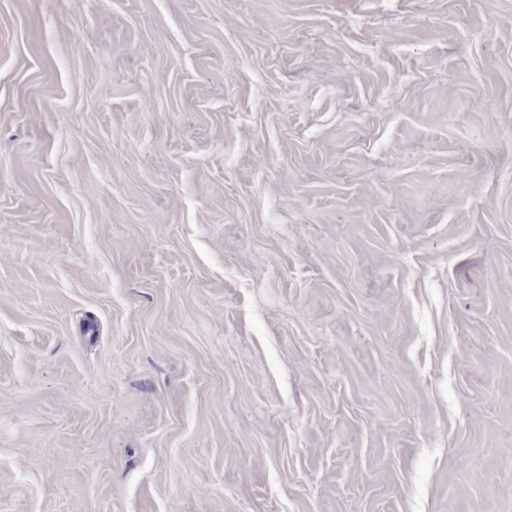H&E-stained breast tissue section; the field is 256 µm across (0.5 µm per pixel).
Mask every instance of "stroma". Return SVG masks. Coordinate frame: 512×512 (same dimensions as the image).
Returning a JSON list of instances; mask_svg holds the SVG:
<instances>
[{
  "instance_id": "stroma-1",
  "label": "stroma",
  "mask_w": 512,
  "mask_h": 512,
  "mask_svg": "<svg viewBox=\"0 0 512 512\" xmlns=\"http://www.w3.org/2000/svg\"><path fill=\"white\" fill-rule=\"evenodd\" d=\"M0 512H512V0H0Z\"/></svg>"
}]
</instances>
